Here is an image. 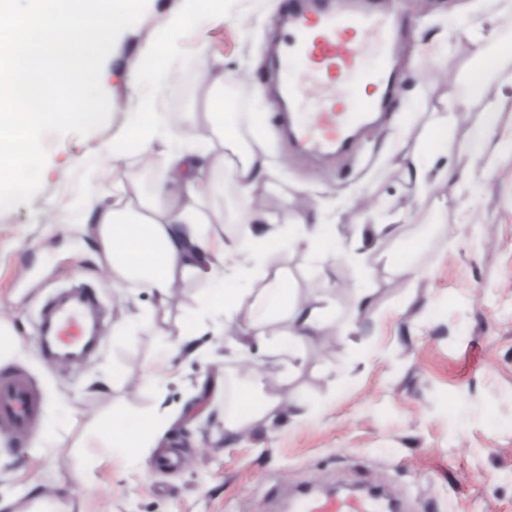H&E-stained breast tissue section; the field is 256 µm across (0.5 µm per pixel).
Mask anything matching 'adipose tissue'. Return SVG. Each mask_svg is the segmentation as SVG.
Here are the masks:
<instances>
[{
	"instance_id": "adipose-tissue-1",
	"label": "adipose tissue",
	"mask_w": 512,
	"mask_h": 512,
	"mask_svg": "<svg viewBox=\"0 0 512 512\" xmlns=\"http://www.w3.org/2000/svg\"><path fill=\"white\" fill-rule=\"evenodd\" d=\"M470 90L472 97L484 100L485 120L474 127L469 136L458 139L448 125L447 113H436L426 149L405 157L417 184L433 190L451 183L464 186V176L450 167L435 164L436 158L454 153H468L472 163L483 170L495 168L498 155L487 151L485 145L497 134L494 115L498 100L491 94L487 69L476 70L471 75ZM133 133L141 165L152 167L157 149L162 146L166 149V166L151 192L135 193L123 207L101 208L96 199L88 201L94 212L98 250L113 280L138 279L163 304L172 299L179 283L186 279L208 280L212 288L204 302L222 310L224 334L249 337L258 342L265 340L267 333L262 322L253 320L245 326L237 322V312L250 291L228 289V281L268 278V255L295 245L303 244L331 257L340 255L335 225L316 223L298 237L286 238L271 226L265 213L243 206L235 221L254 225L255 230L248 241L233 239L225 244L223 262L215 263L211 259L207 221L196 203L201 196L220 191V184L214 183L212 176L224 170L223 153L211 147L200 148L196 130L174 136L169 130L168 117L162 112L137 113ZM268 280L264 290L268 302L277 307L285 306L292 316L287 333L289 348L299 347L325 331L327 321L321 309L299 300L288 290L283 278ZM156 428V420L149 416L114 420L99 440L116 447L130 444L139 447Z\"/></svg>"
}]
</instances>
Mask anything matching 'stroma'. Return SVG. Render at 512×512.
Masks as SVG:
<instances>
[{
    "mask_svg": "<svg viewBox=\"0 0 512 512\" xmlns=\"http://www.w3.org/2000/svg\"><path fill=\"white\" fill-rule=\"evenodd\" d=\"M459 0H395L411 29L399 46L398 87L385 121L365 126L354 157L318 168L295 157L276 129L269 77L275 30L267 19L283 0H149L107 58L101 83L112 111L107 124L82 137L46 135L43 188L30 204L0 211V323L23 343L0 369L24 372L43 399L25 459L14 436L0 431V512H257L282 480L384 478L417 512H512V76L496 64L493 91L501 153L494 173L449 159L472 188L420 189L403 153L420 144L430 112L458 97L474 63L454 20ZM210 69L242 94L223 98V113L244 114L237 151L268 161L254 205L284 235L321 221L352 246L359 225L377 219L349 205L370 192L400 235L379 253L406 250L423 272L409 283L384 264L370 272L348 257L324 258L306 248L276 253L270 274L313 301L330 322L322 336L285 349L288 312L263 302V282L238 318L267 323L264 342L225 347L214 329L223 314L205 310L210 284L191 279L168 304L140 285L115 282L96 255L95 225L85 206L125 197L124 172L149 190L153 169L138 165L130 125L143 103L166 107L187 71ZM209 91L196 87L173 119L197 127L224 148V123H210ZM309 198L313 210L297 206ZM75 282L96 288L108 309L106 336L85 366L61 371L44 358L33 320L44 299ZM370 288L368 310L355 290ZM262 366V389L281 400L259 421L224 429L229 384L248 389L239 369ZM112 388H104L109 377ZM153 415L164 426L145 448L91 444L107 419ZM180 444L187 464L151 468L163 448Z\"/></svg>",
    "mask_w": 512,
    "mask_h": 512,
    "instance_id": "1",
    "label": "stroma"
}]
</instances>
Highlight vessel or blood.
<instances>
[{
	"mask_svg": "<svg viewBox=\"0 0 512 512\" xmlns=\"http://www.w3.org/2000/svg\"><path fill=\"white\" fill-rule=\"evenodd\" d=\"M393 0H370L358 8L343 0H286L285 41L278 58L276 93L289 109L279 127L306 153L321 156L350 149L354 132L372 114L388 111L396 92V46L405 23ZM376 55L379 71L367 72L363 60ZM303 66L294 69L292 57ZM98 297L86 288L64 300H48L41 311L35 341L41 352L63 367L98 350L105 328L97 317ZM42 400L25 374L0 371V427L34 436ZM291 512H397L381 487L345 494L305 489Z\"/></svg>",
	"mask_w": 512,
	"mask_h": 512,
	"instance_id": "obj_1",
	"label": "vessel or blood"
}]
</instances>
